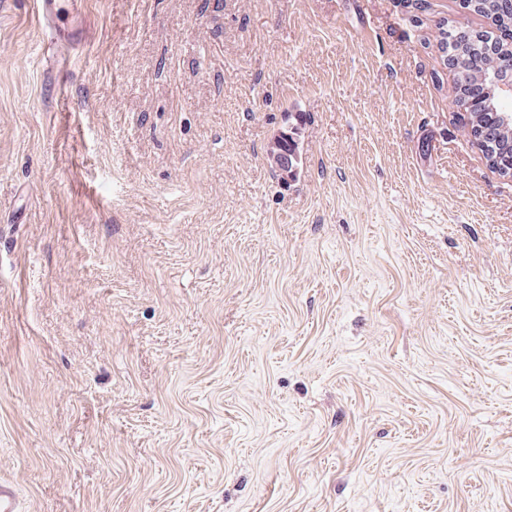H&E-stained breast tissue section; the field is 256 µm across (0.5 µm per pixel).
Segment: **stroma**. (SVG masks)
<instances>
[{
  "label": "stroma",
  "instance_id": "1",
  "mask_svg": "<svg viewBox=\"0 0 512 512\" xmlns=\"http://www.w3.org/2000/svg\"><path fill=\"white\" fill-rule=\"evenodd\" d=\"M0 0V481L23 512H512V173L461 0ZM292 132L294 175L270 159ZM34 5L37 21L48 34L43 51L58 57L63 48L79 45L75 23L79 12L87 7L85 0H35ZM480 9L478 12L490 16L496 25L498 34L496 37L497 50L494 52V39L487 42L485 49L483 45V32L459 31L451 34L450 39L446 36L445 48L451 55L452 62L458 69L457 85L452 89V97L455 105L464 110L470 116L473 129L479 130L480 137L486 144L490 159H496L500 163H506L510 168L512 160L508 157L506 148L512 146V119L511 113L507 114L510 120L497 118L489 121L488 109H495L498 113L503 112L495 106V95L492 93L486 74L491 70H498L504 76L512 74V0H478ZM494 54H490L493 53ZM497 71L487 74L489 83L494 87L495 94L499 100H512V81L503 83L499 80ZM474 84H484L487 87V98L477 101L470 96V87ZM457 94L455 97V93ZM503 160L505 162H503Z\"/></svg>",
  "mask_w": 512,
  "mask_h": 512
}]
</instances>
